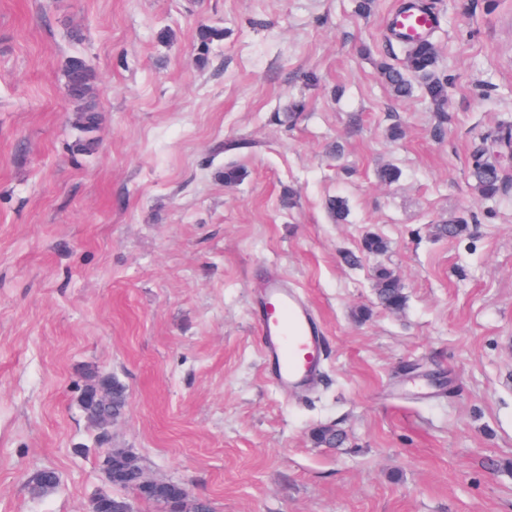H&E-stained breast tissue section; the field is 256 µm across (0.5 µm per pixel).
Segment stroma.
<instances>
[{"mask_svg": "<svg viewBox=\"0 0 512 512\" xmlns=\"http://www.w3.org/2000/svg\"><path fill=\"white\" fill-rule=\"evenodd\" d=\"M399 2L0 0V512L109 491L79 407L98 370L128 391L107 446L214 512H512V157L491 156L496 200L470 176L479 134L512 120V0H426L441 112L381 79L403 62ZM201 24L222 38L201 47ZM77 55L102 116L89 152ZM370 235L387 251L346 265ZM381 267L400 310L377 301ZM269 273L323 333L305 394L263 373ZM322 424L343 447L315 442ZM44 469L59 485L32 494ZM96 76L83 58L71 57L65 64V89L71 99L83 102L77 112V127L83 133H93L98 128L99 116L94 107L87 104ZM375 278L379 304L388 310L403 308L406 297L398 278L387 269L378 270Z\"/></svg>", "mask_w": 512, "mask_h": 512, "instance_id": "obj_1", "label": "stroma"}]
</instances>
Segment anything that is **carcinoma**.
<instances>
[{
    "label": "carcinoma",
    "instance_id": "1",
    "mask_svg": "<svg viewBox=\"0 0 512 512\" xmlns=\"http://www.w3.org/2000/svg\"><path fill=\"white\" fill-rule=\"evenodd\" d=\"M404 50L402 67L381 66V77L388 86L392 95L402 100L410 96L412 92L411 78L418 77L422 80L426 97L430 100L436 111H444L447 103L448 86L437 75L438 49L435 43L428 37L410 38L401 41ZM96 76L83 58L71 57L65 64V89L71 99L83 102V107L78 110L77 127L83 133H93L98 128L99 116L94 107L86 103ZM512 139V125L503 123L502 127L491 137L481 135V140L491 141L503 153L507 152V145ZM471 176L475 182V188L479 196L485 200H495L505 191V185L500 174L492 167V164L480 159L475 161ZM467 230V225L455 220L447 224L437 225L438 236L448 239L456 238ZM387 243L384 239L369 236L365 239L363 250L359 254L347 253L344 261L349 265H357L363 256L375 254L385 250ZM376 290L379 304L388 310H399L404 307L406 297L400 282L394 274L387 269H380L376 274ZM106 386L112 388V399L109 404L102 406L95 403H80V408L88 424L97 430V440L105 442L103 431L98 423L99 415L103 411H112L123 414L127 405L126 386L116 377L110 374H90L84 385V389ZM314 436L317 443L328 448H340L345 443L343 432L331 426H320L315 429ZM137 470L122 471L120 477L111 482L112 487L120 490L131 491L139 498L164 508V504L178 497L177 489L170 486L161 487L149 495H144L139 489L140 472L144 471L141 460H136ZM32 491L36 494H46L57 485L56 472L50 469L39 471L31 482Z\"/></svg>",
    "mask_w": 512,
    "mask_h": 512
}]
</instances>
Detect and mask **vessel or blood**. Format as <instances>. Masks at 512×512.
<instances>
[{
	"mask_svg": "<svg viewBox=\"0 0 512 512\" xmlns=\"http://www.w3.org/2000/svg\"><path fill=\"white\" fill-rule=\"evenodd\" d=\"M398 32L420 36L434 26L430 13H400L393 18ZM256 325L264 339L263 359L272 383L279 389L304 391L321 372V334L306 301L279 277H268L258 306Z\"/></svg>",
	"mask_w": 512,
	"mask_h": 512,
	"instance_id": "1",
	"label": "vessel or blood"
}]
</instances>
